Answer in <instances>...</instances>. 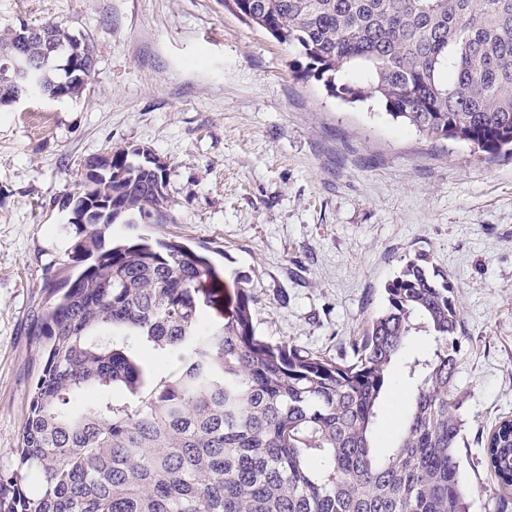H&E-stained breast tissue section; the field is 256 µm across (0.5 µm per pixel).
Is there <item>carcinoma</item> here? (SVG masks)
Segmentation results:
<instances>
[{
	"instance_id": "obj_1",
	"label": "carcinoma",
	"mask_w": 512,
	"mask_h": 512,
	"mask_svg": "<svg viewBox=\"0 0 512 512\" xmlns=\"http://www.w3.org/2000/svg\"><path fill=\"white\" fill-rule=\"evenodd\" d=\"M234 14L306 60L333 95H369L395 121L480 152L512 150V0H229ZM17 82L0 100L82 95L93 69L55 22L20 38ZM359 73L364 85L337 83ZM145 146L112 152L126 172L91 195L112 203L82 229L70 267L50 286L36 336L41 370L16 467L0 471V512H470L458 445L465 428L453 381L460 311L448 273L408 259L385 285L386 307L334 355L256 335L251 296L207 325L202 306L223 273L177 241L105 242L116 223L165 224L166 170ZM418 336L435 343L412 353ZM158 363L174 371L154 378ZM413 398L389 450L375 435L396 383ZM492 481L512 488V419L487 440Z\"/></svg>"
}]
</instances>
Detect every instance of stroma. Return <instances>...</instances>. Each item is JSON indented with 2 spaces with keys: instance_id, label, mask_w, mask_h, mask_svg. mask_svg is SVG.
Masks as SVG:
<instances>
[{
  "instance_id": "stroma-1",
  "label": "stroma",
  "mask_w": 512,
  "mask_h": 512,
  "mask_svg": "<svg viewBox=\"0 0 512 512\" xmlns=\"http://www.w3.org/2000/svg\"><path fill=\"white\" fill-rule=\"evenodd\" d=\"M48 21L97 57L77 100L0 108V471L40 369L45 284L68 274L78 236L58 201L86 159L140 144L166 165L170 218L105 236L207 255L224 273L212 320L242 287L258 335L332 355L364 334L407 259L447 271L462 320L461 475L471 512H496L485 442L512 417V154L430 140L376 100L330 95L224 0H0V28Z\"/></svg>"
}]
</instances>
